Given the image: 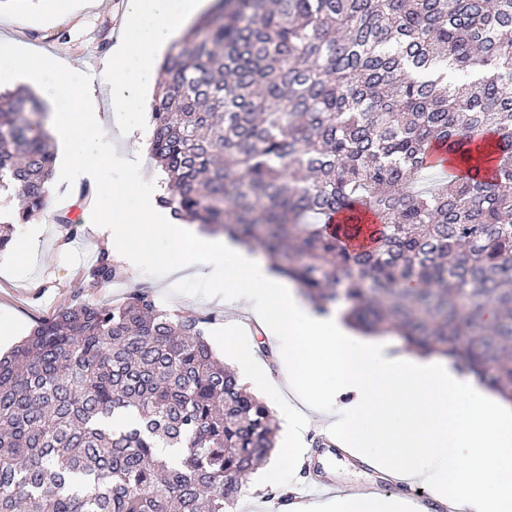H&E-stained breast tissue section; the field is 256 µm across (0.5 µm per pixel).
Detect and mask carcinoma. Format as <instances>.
I'll return each instance as SVG.
<instances>
[{"label": "carcinoma", "mask_w": 512, "mask_h": 512, "mask_svg": "<svg viewBox=\"0 0 512 512\" xmlns=\"http://www.w3.org/2000/svg\"><path fill=\"white\" fill-rule=\"evenodd\" d=\"M161 72V207L264 250L315 310L341 301L512 401V0H216ZM41 116L29 90L0 93V192L21 221L53 177ZM360 213L379 223L353 251ZM119 275L100 249L88 277ZM215 320L136 289L69 304L1 357L0 512H226L275 439L214 353Z\"/></svg>", "instance_id": "carcinoma-1"}]
</instances>
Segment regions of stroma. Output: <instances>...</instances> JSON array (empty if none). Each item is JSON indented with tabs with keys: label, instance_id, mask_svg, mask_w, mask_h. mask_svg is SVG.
I'll list each match as a JSON object with an SVG mask.
<instances>
[{
	"label": "stroma",
	"instance_id": "stroma-1",
	"mask_svg": "<svg viewBox=\"0 0 512 512\" xmlns=\"http://www.w3.org/2000/svg\"><path fill=\"white\" fill-rule=\"evenodd\" d=\"M125 7L126 0H27L19 7L0 8V38L82 67L103 95L107 87L100 72L116 41ZM85 189L71 170L55 167L44 213L35 214L29 222L11 225V241L0 251V321H11L21 338L72 302L112 306L122 303L131 291L144 288L163 308L187 315L215 313L217 320L209 328L208 339L225 364L233 362L224 353V339L229 336L237 344L257 349L254 372L276 375V364L263 351L267 339L252 331L251 315L213 299L202 281L177 278L163 263L155 262L136 274L123 272L116 285L94 284L86 270L103 246L102 238L89 229L94 214L81 212L80 232L72 240L59 222L60 217L71 214L72 197ZM317 435L314 429L303 435L309 445L311 474L302 482L296 471L281 466L289 444L287 435L277 432L271 458L251 475L238 494L235 504L241 512H265L269 491L278 488L301 489L310 493L312 501H321V494L313 487L329 477L338 489L349 493L377 485L382 494L405 497V490L391 476L354 462L344 452L329 455L314 448Z\"/></svg>",
	"mask_w": 512,
	"mask_h": 512
}]
</instances>
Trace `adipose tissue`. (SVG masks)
Instances as JSON below:
<instances>
[{
	"mask_svg": "<svg viewBox=\"0 0 512 512\" xmlns=\"http://www.w3.org/2000/svg\"><path fill=\"white\" fill-rule=\"evenodd\" d=\"M210 0H128L125 22L107 62L110 91L98 101L78 68L0 43V81L26 77L52 115L49 127L78 176L94 179L102 163L114 169L98 182L111 198L91 230L120 246L130 271L147 262L192 271L230 304L253 311L262 331L288 361V388L300 409L285 419L291 434L338 401L326 435L357 459L401 481L427 485L431 495L464 512H512V404L489 393L468 371L435 356L394 350L388 341L348 330L338 314L314 313L294 284L267 260L197 225L174 221L155 207L160 186L146 180L139 159L119 157L108 126L125 137L140 131L142 97L155 86L152 59L198 18Z\"/></svg>",
	"mask_w": 512,
	"mask_h": 512,
	"instance_id": "ef3b65f1",
	"label": "adipose tissue"
}]
</instances>
